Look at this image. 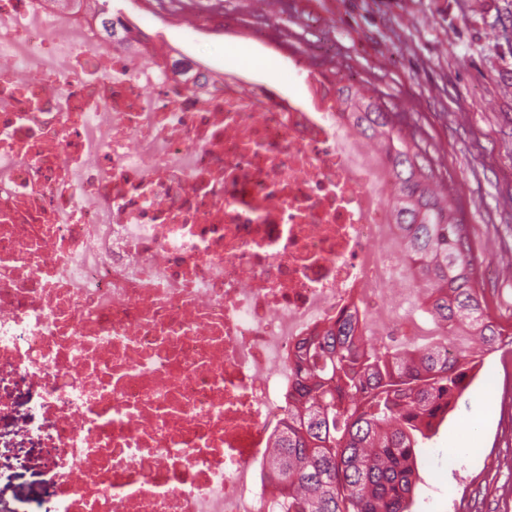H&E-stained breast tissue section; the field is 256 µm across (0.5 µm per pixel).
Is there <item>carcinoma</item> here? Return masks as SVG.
I'll return each instance as SVG.
<instances>
[{
	"instance_id": "carcinoma-1",
	"label": "carcinoma",
	"mask_w": 512,
	"mask_h": 512,
	"mask_svg": "<svg viewBox=\"0 0 512 512\" xmlns=\"http://www.w3.org/2000/svg\"><path fill=\"white\" fill-rule=\"evenodd\" d=\"M67 3L104 44L144 42L112 0ZM160 65L212 79L176 50ZM328 108L379 146L390 185L386 206L414 271L418 310L442 337L389 350L365 336L355 305L303 337L289 357L293 379L261 482L274 493L276 512H411L416 450L470 387L480 363L458 340L469 336L489 353L507 334L486 312L468 225L432 188L437 169L404 113L351 84L336 87Z\"/></svg>"
}]
</instances>
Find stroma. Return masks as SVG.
<instances>
[{"label":"stroma","instance_id":"obj_1","mask_svg":"<svg viewBox=\"0 0 512 512\" xmlns=\"http://www.w3.org/2000/svg\"><path fill=\"white\" fill-rule=\"evenodd\" d=\"M152 43L213 71L304 97L362 84L422 130L468 224L489 315L512 333V0H115ZM0 414V507L50 498L42 449L15 425L25 389ZM476 447L456 469L465 430ZM414 512H512V342L484 357L470 388L418 456Z\"/></svg>","mask_w":512,"mask_h":512}]
</instances>
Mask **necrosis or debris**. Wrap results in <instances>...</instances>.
Here are the masks:
<instances>
[{"label":"necrosis or debris","mask_w":512,"mask_h":512,"mask_svg":"<svg viewBox=\"0 0 512 512\" xmlns=\"http://www.w3.org/2000/svg\"><path fill=\"white\" fill-rule=\"evenodd\" d=\"M153 53L0 0V380L31 392L49 512H273L298 339L355 302L403 345L414 278L338 113Z\"/></svg>","instance_id":"obj_1"}]
</instances>
